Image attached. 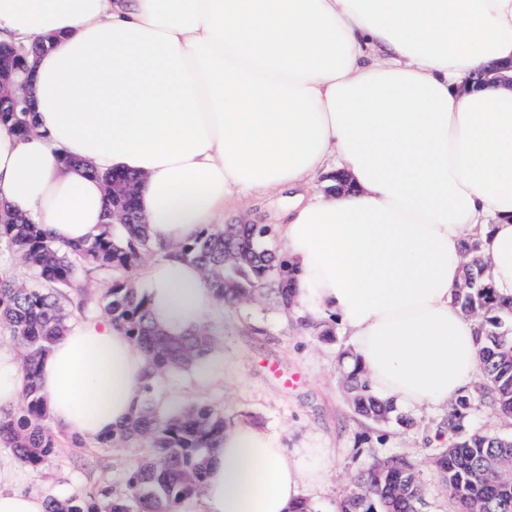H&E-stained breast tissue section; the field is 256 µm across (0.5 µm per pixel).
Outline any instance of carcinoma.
Here are the masks:
<instances>
[{
    "instance_id": "obj_1",
    "label": "carcinoma",
    "mask_w": 512,
    "mask_h": 512,
    "mask_svg": "<svg viewBox=\"0 0 512 512\" xmlns=\"http://www.w3.org/2000/svg\"><path fill=\"white\" fill-rule=\"evenodd\" d=\"M0 122L19 136L33 130L27 112H1ZM111 186V207L104 231L91 241L59 244L29 219L0 207V246L26 268L29 281L0 280V328L20 350L26 385L23 406L0 408V448H8L21 464L40 471L57 453L46 403L37 382L41 361L63 336L70 311L63 290L74 287L81 273L112 275L104 288L105 311L122 327L133 345L147 356L144 390L163 374L204 368L214 339L206 327L172 335L156 325L145 295L133 287L143 255L155 247L135 205V178L102 174ZM267 224H213L192 240L158 250L169 258L196 264L208 287L221 301L252 302L269 296L288 311L293 308L291 270L287 260L267 247ZM463 282L456 303L467 319H476V348L482 379L459 395L438 429L448 430V447L437 448L433 463L446 486L455 512H512V482L488 471L512 463V436L466 430L484 408L512 418V297L500 295L482 275L480 243L463 242ZM322 340L333 339L330 324L301 319ZM355 412L374 423L411 424L394 405L375 396L363 370L355 365L344 375ZM224 439V414L210 406L190 405L175 413L161 410L143 395L134 417L121 429L98 438L103 447L140 442L146 453L128 470L124 490L105 488L83 498H47L46 512H175L181 502L203 492L210 453ZM425 493L414 465L403 456L377 459L342 496L338 512H424Z\"/></svg>"
}]
</instances>
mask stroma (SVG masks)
<instances>
[{
	"mask_svg": "<svg viewBox=\"0 0 512 512\" xmlns=\"http://www.w3.org/2000/svg\"><path fill=\"white\" fill-rule=\"evenodd\" d=\"M294 190L252 194L243 209L227 214L228 224H279ZM207 324L214 350L204 371L166 375L151 392L156 404H188L224 412L227 428L249 426L276 436L284 450L310 449L308 467L323 471L317 487L303 493L314 512H337L352 478L375 459L408 458L426 490L427 512H453L432 462L443 409L417 408L411 426L376 424L354 414L340 355L352 350L350 336L336 329L331 341L303 330L295 316L264 301L218 305ZM57 454L47 468L30 472L29 486L48 496L81 497L98 488L122 492L123 478L142 447L131 443L100 447L86 439L72 447L65 431L55 433Z\"/></svg>",
	"mask_w": 512,
	"mask_h": 512,
	"instance_id": "obj_1",
	"label": "stroma"
}]
</instances>
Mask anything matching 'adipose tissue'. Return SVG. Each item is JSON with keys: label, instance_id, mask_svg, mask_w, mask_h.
<instances>
[{"label": "adipose tissue", "instance_id": "adipose-tissue-1", "mask_svg": "<svg viewBox=\"0 0 512 512\" xmlns=\"http://www.w3.org/2000/svg\"><path fill=\"white\" fill-rule=\"evenodd\" d=\"M37 36L53 43L35 62L36 129L0 124L13 210L85 242L109 207L102 174H132L152 240L183 243L335 156L345 186L297 197L277 228L295 303L346 330L371 389L399 406L443 408L472 388L475 327L455 302L465 238L512 296V87L473 77L512 62V0H0V44ZM145 279L169 333L217 303L195 264L156 262ZM145 367L110 319L69 324L40 368L53 424L84 437L125 424ZM24 384L0 347V407ZM308 454L225 431L202 512H288L321 478ZM45 506L0 450V512Z\"/></svg>", "mask_w": 512, "mask_h": 512}]
</instances>
